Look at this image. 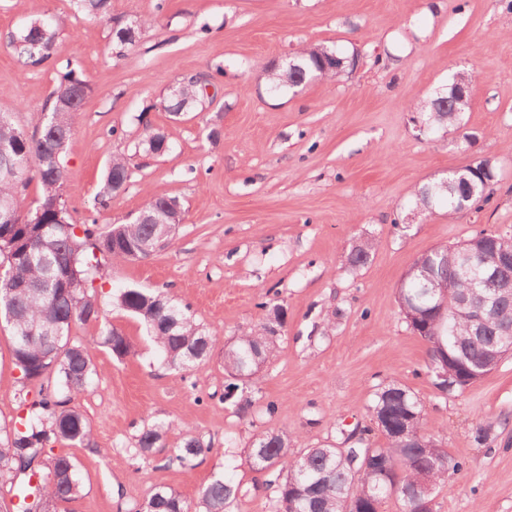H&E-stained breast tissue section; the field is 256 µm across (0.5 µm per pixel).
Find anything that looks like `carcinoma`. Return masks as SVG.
<instances>
[{
	"mask_svg": "<svg viewBox=\"0 0 512 512\" xmlns=\"http://www.w3.org/2000/svg\"><path fill=\"white\" fill-rule=\"evenodd\" d=\"M74 11L89 18L114 21L110 0H71ZM65 19L61 16L31 20L10 45L17 55L32 66L53 60L54 44ZM336 56V66L325 67L323 57ZM297 69L270 68L268 83L278 89L300 87L313 76L339 74L345 58L332 47L300 50ZM68 91L76 98L70 109L42 111L40 131L28 133L15 125L10 113L0 112V158H10L11 167L0 169V317L12 331L14 365L24 385H39V399L26 415L19 418L0 441V479L10 480L19 498L15 512H33L37 506H49L59 512L64 503L75 500L82 483L69 453L54 452V444L90 445L91 430L72 402L92 386L95 367L88 347L71 341L72 326L97 322L102 311L97 301L95 281L102 277L107 262L144 259V244L171 243L170 227L183 220V211L174 198L153 196L145 205L151 217L148 224H117L105 232L83 225L84 236L71 231L75 226L65 207H55L61 183L56 172L39 163L47 147L63 135H71L74 117L81 111L89 84L72 70L57 71L55 93ZM472 96L471 77L456 73L448 90L415 109L426 132L445 127H460ZM203 99L194 78L181 83L168 96L165 110L183 112ZM462 185L445 191L440 179L423 184L413 197L412 208L430 211L443 202L448 212L472 208L480 198L490 199L497 182L495 158L487 157L462 167ZM37 181L41 195L36 205L26 201L25 191ZM130 180L126 161H110L100 202L112 197V183ZM372 242L357 245L348 257L356 269L370 257ZM461 253L472 257L469 274L459 271ZM512 232L481 230L453 246H439L416 259L398 290V303L410 328L429 344L430 360L448 361L450 379H434L442 392L463 390L453 379L465 363L475 374L485 372L493 362L492 354H508L499 344L502 325L512 323V301L504 299L484 315L482 336L475 338L474 315L477 304L461 306L472 289L483 288L482 280L490 268H499L503 280L512 279ZM117 305L139 319L161 352L165 364L188 370L209 359L218 344V336L206 332L188 309L175 305L160 292L126 288L115 296ZM260 328L252 336H241L224 346V372L230 378L224 386V400L232 399L239 388L252 387L257 375L277 350L279 328L285 311L278 304L261 302ZM99 344L122 358L131 346L125 336L108 328L99 336ZM371 420L380 425L383 418L397 423L410 411L417 416L415 430L407 442L388 436L386 444L376 448H348L332 445L308 448L296 456L291 452L290 436L262 432L254 436L245 458L253 471L263 477L262 484L272 490L269 512H359L352 501L356 490L366 494L368 512H381L382 504L394 498L402 512H416L418 491L425 498L454 468L447 449L427 427L422 401L410 389L396 383L380 388L368 407ZM170 424L157 423L139 435L137 450L147 455L163 443ZM211 451L197 437H188L167 464L182 469L194 467V461ZM34 496L29 504L26 499ZM242 487L220 476L202 488L197 503L190 504L175 491L153 490L145 504L135 512H240Z\"/></svg>",
	"mask_w": 512,
	"mask_h": 512,
	"instance_id": "carcinoma-1",
	"label": "carcinoma"
}]
</instances>
